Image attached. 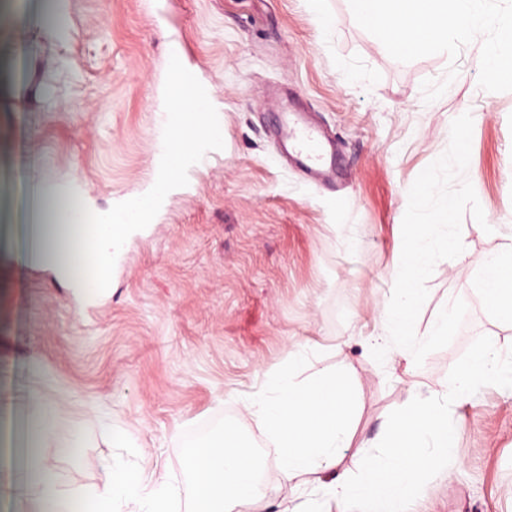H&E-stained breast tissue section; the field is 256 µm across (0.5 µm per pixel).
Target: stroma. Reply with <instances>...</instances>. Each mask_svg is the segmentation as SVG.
Here are the masks:
<instances>
[{
	"instance_id": "1",
	"label": "stroma",
	"mask_w": 512,
	"mask_h": 512,
	"mask_svg": "<svg viewBox=\"0 0 512 512\" xmlns=\"http://www.w3.org/2000/svg\"><path fill=\"white\" fill-rule=\"evenodd\" d=\"M480 42L456 62L401 63L354 20L349 0H0V239L25 221L43 179L83 197L94 216L132 207L166 177L157 115L172 86L207 88L211 136L158 211L112 259L111 285L77 288L56 260L0 254V512H28L22 487L43 459L64 491L112 479L109 460L178 487L188 512L183 431L223 414L265 478L269 512H318L321 493L282 487L276 456L241 410L288 360L350 366L361 414L344 465L383 431L409 382L428 395L487 345H512L475 290L480 259L512 234V92L478 85ZM458 74L438 100L424 80ZM332 132L341 182L288 167L275 134L287 101ZM473 117L467 168L487 223L462 224L463 253L439 261L415 329L453 299L468 307L452 343L404 370L377 363L369 338L392 288L408 190L445 152L450 125ZM56 408L52 435L29 436L31 398ZM454 453L406 512H512V396L489 386L452 408ZM85 465L62 460L74 433ZM121 434L124 444L112 441Z\"/></svg>"
}]
</instances>
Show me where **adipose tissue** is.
I'll use <instances>...</instances> for the list:
<instances>
[{"mask_svg": "<svg viewBox=\"0 0 512 512\" xmlns=\"http://www.w3.org/2000/svg\"><path fill=\"white\" fill-rule=\"evenodd\" d=\"M160 130L166 149L208 136L202 113L182 95H172ZM153 208L144 196L137 213L105 223L98 242V259L110 257L129 237L136 218ZM482 270L492 278L477 294L494 320L512 325V239L485 254ZM313 347L298 343L288 352V363L271 375L266 386L242 403L244 412L263 428L276 451L283 486L293 492L318 485L323 501L360 498L369 512H401L405 500L422 484L437 477L448 465L455 428L448 407L474 398L477 390L492 384L512 391V347H488L475 360L454 367L453 378L438 383L431 396L408 391L399 410L388 416L383 434L373 448L360 456L357 472L344 468L360 418L359 387L354 374L340 376L309 372ZM187 450L199 512H267L258 489L259 466L223 417L211 416L186 430L179 438ZM30 512L58 501L61 491L56 465L46 461L25 484ZM176 487L166 482L117 473L111 483L85 492L92 512H168L178 498Z\"/></svg>", "mask_w": 512, "mask_h": 512, "instance_id": "obj_1", "label": "adipose tissue"}]
</instances>
